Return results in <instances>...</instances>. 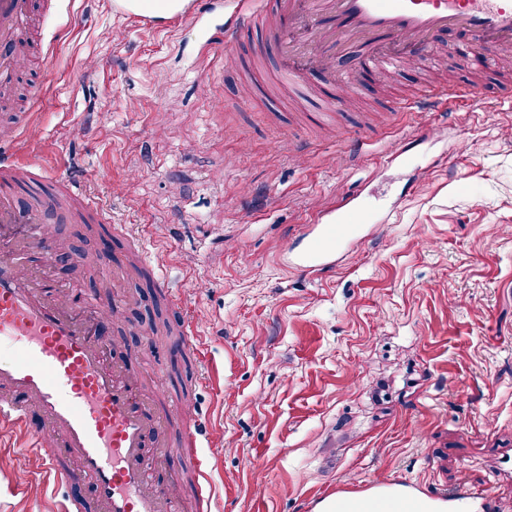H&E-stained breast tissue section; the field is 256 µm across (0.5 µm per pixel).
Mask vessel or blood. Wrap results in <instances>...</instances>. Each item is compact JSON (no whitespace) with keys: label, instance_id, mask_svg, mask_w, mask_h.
Here are the masks:
<instances>
[{"label":"vessel or blood","instance_id":"1","mask_svg":"<svg viewBox=\"0 0 512 512\" xmlns=\"http://www.w3.org/2000/svg\"><path fill=\"white\" fill-rule=\"evenodd\" d=\"M224 0H175L174 22L197 21ZM229 9L203 51L221 44L233 49L239 33L257 24L278 46L282 72L304 83L309 72L336 81V61L349 71L405 64L420 57L438 33L460 30L474 37L487 61L512 53V0H225ZM114 12L133 17L148 31L152 15L138 0H112ZM31 0H0V75L25 63L24 26ZM476 89L440 85L397 104L400 112H472L483 107ZM23 128H0V174L21 181L43 176L36 159L18 160L15 146ZM49 198L26 209L0 187V337L19 344L21 354L0 358V442L23 440L48 467L63 491L58 512H84L72 492L74 481L89 480L95 512H171L168 490L153 486L148 473L156 460L148 444L167 447L168 417L153 403L137 399L130 357L107 353L95 329L83 321L82 296L65 286L50 285L45 274L28 264L32 250L52 252L58 243L45 223L58 208ZM366 212L354 194L309 233L298 267L308 271L327 256L326 240L351 241L355 223ZM27 225L24 238L9 228ZM181 426L179 450L194 457L209 438L199 414L175 405Z\"/></svg>","mask_w":512,"mask_h":512}]
</instances>
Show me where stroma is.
Returning a JSON list of instances; mask_svg holds the SVG:
<instances>
[{"label": "stroma", "mask_w": 512, "mask_h": 512, "mask_svg": "<svg viewBox=\"0 0 512 512\" xmlns=\"http://www.w3.org/2000/svg\"><path fill=\"white\" fill-rule=\"evenodd\" d=\"M40 2L14 83L39 133L16 155L46 168L43 191L58 175L93 199V226L55 224L54 239L111 241L127 266L156 259L129 273L110 342L136 351L139 384L199 410L216 512H315L318 490L375 479L449 506L462 485L487 488L476 512H512V58L487 70L447 33L413 64L359 74L328 114L330 87L282 83L260 28L242 30L228 73L223 52L201 55L199 25L162 16L148 33L107 0ZM438 81L474 87L485 110L392 111ZM423 129L434 139L412 144ZM352 136L364 145L350 161ZM404 143L407 163L390 161ZM354 188L383 235L361 226L359 242L331 245V265L296 269L317 210ZM32 257L53 284L111 300V273ZM159 277L187 302L197 355L129 330L141 289L170 313ZM151 454L157 482L181 491L177 512H200L190 464ZM59 502L39 457L0 446V512Z\"/></svg>", "instance_id": "obj_1"}]
</instances>
